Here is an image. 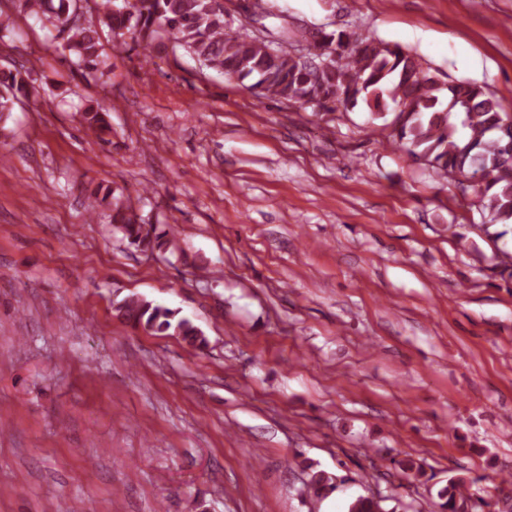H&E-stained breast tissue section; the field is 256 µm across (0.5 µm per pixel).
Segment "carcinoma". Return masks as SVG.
<instances>
[{
    "mask_svg": "<svg viewBox=\"0 0 512 512\" xmlns=\"http://www.w3.org/2000/svg\"><path fill=\"white\" fill-rule=\"evenodd\" d=\"M79 0H13L17 15L34 17L52 33L68 54L70 66L96 74L106 63L102 28L130 39L141 49L180 47L200 69L216 71L240 82L258 97H277L302 106L334 112L366 107L379 117L393 114L391 144L421 162L432 174L446 178L470 196V208L484 225L512 224V113L496 97L467 81L440 82L410 53L359 34L344 40V32L324 33L329 50L310 61L298 56L290 36L271 44L254 32L227 30L224 9L216 0H86L88 22L71 24ZM26 81L21 72L0 70V123L11 116ZM85 130L100 141L112 134L101 108L81 112ZM112 199V224L129 244L161 250L170 242L166 234L147 224L106 188L103 197L87 204L89 215L99 200ZM115 311L124 323L153 335L168 332L201 350L208 344L203 331L178 312L136 295L118 303ZM308 494L321 500L336 485L324 471L309 474ZM444 512H485L491 504L472 497L460 483L449 480L438 491ZM384 499L359 496L348 512H389Z\"/></svg>",
    "mask_w": 512,
    "mask_h": 512,
    "instance_id": "carcinoma-1",
    "label": "carcinoma"
}]
</instances>
